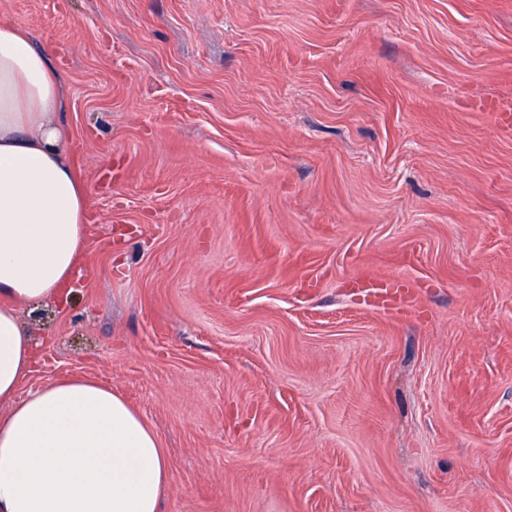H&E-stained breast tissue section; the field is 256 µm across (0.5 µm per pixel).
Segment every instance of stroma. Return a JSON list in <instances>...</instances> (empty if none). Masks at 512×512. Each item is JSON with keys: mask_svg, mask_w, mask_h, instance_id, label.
<instances>
[{"mask_svg": "<svg viewBox=\"0 0 512 512\" xmlns=\"http://www.w3.org/2000/svg\"><path fill=\"white\" fill-rule=\"evenodd\" d=\"M89 245L21 393L112 387L163 512H512V0H0Z\"/></svg>", "mask_w": 512, "mask_h": 512, "instance_id": "1", "label": "stroma"}]
</instances>
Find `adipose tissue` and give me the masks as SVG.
Returning a JSON list of instances; mask_svg holds the SVG:
<instances>
[{
  "instance_id": "ef3b65f1",
  "label": "adipose tissue",
  "mask_w": 512,
  "mask_h": 512,
  "mask_svg": "<svg viewBox=\"0 0 512 512\" xmlns=\"http://www.w3.org/2000/svg\"><path fill=\"white\" fill-rule=\"evenodd\" d=\"M56 67L0 25V512H161L166 454L141 415L84 377L19 395L38 343L17 309L67 303L89 240Z\"/></svg>"
}]
</instances>
